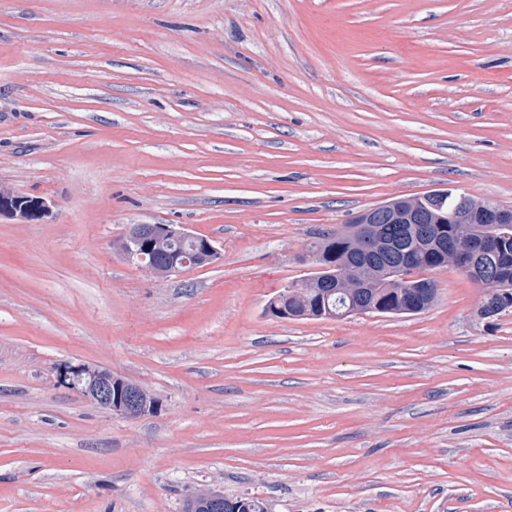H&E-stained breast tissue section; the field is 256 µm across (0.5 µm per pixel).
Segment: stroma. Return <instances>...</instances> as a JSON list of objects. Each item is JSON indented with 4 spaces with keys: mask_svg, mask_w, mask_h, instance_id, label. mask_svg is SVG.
<instances>
[{
    "mask_svg": "<svg viewBox=\"0 0 512 512\" xmlns=\"http://www.w3.org/2000/svg\"><path fill=\"white\" fill-rule=\"evenodd\" d=\"M0 512H512V314L291 320L315 235L454 188L512 209V0H0ZM176 224L164 280L112 249ZM107 367L127 420L60 384ZM49 205L39 198L20 195L5 187L0 189V216L20 221H38L48 216ZM172 241H191L193 252L189 257H183L176 253L170 261V254L167 250H159L151 253L154 249L162 248ZM115 249L128 261H143V264L164 269L145 267L149 273L157 277H170L180 272L185 266L192 263L193 267H202L212 264L219 258V252L212 240L190 234L172 224H132L126 234L114 243ZM151 253V254H148ZM56 372L58 382L125 419H136L159 406V400L143 387L103 367L63 363ZM193 498L206 502L211 512H267L265 502L258 497H226L213 488H201Z\"/></svg>",
    "mask_w": 512,
    "mask_h": 512,
    "instance_id": "stroma-1",
    "label": "stroma"
}]
</instances>
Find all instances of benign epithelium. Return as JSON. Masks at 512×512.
Returning a JSON list of instances; mask_svg holds the SVG:
<instances>
[{
	"instance_id": "1",
	"label": "benign epithelium",
	"mask_w": 512,
	"mask_h": 512,
	"mask_svg": "<svg viewBox=\"0 0 512 512\" xmlns=\"http://www.w3.org/2000/svg\"><path fill=\"white\" fill-rule=\"evenodd\" d=\"M419 202L414 199L396 200L363 210L346 227L350 241L364 252H372L386 243L387 234L383 225L373 216L382 212L389 224H404L406 232L412 237L424 236L432 240L439 248V257L448 258L457 268L467 273L475 283L483 288L488 285L501 266V241L512 235V209L490 207L486 204L470 205L467 224H482L484 229L476 232L466 229L461 240L451 248V254L442 250V226L438 223H426V217L417 213ZM49 205L42 199L20 195L9 188L0 189V216L16 218L20 221H38L48 216ZM189 241L193 252L187 256L176 253L168 267L164 269L147 268L157 277H170L180 272L188 264L195 267L208 266L219 258V252L212 240L190 234L172 224H133L126 234L114 243L115 249L127 260L142 261L145 255L171 242ZM311 273L300 279L309 288L329 286L336 293L351 299H362V303L353 305L344 315H361L366 312L379 313L381 308L368 302L372 288L369 281L361 278L351 268L341 266H321L315 257H310ZM58 382L76 391L91 403L112 411V414L136 419L153 412L159 406V400L143 387L112 371L82 363H63L57 366ZM209 505L211 512H224V493L213 488H201L194 495Z\"/></svg>"
}]
</instances>
